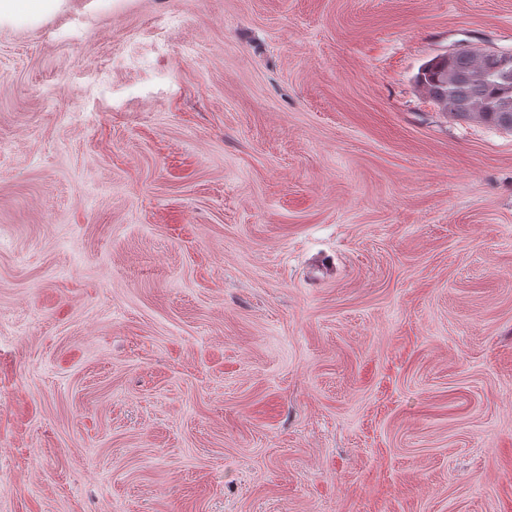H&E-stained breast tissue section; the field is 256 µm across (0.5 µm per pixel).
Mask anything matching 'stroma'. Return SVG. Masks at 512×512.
Segmentation results:
<instances>
[{
    "label": "stroma",
    "mask_w": 512,
    "mask_h": 512,
    "mask_svg": "<svg viewBox=\"0 0 512 512\" xmlns=\"http://www.w3.org/2000/svg\"><path fill=\"white\" fill-rule=\"evenodd\" d=\"M512 0L0 19V512H512V130L419 66Z\"/></svg>",
    "instance_id": "35a3bbf8"
}]
</instances>
